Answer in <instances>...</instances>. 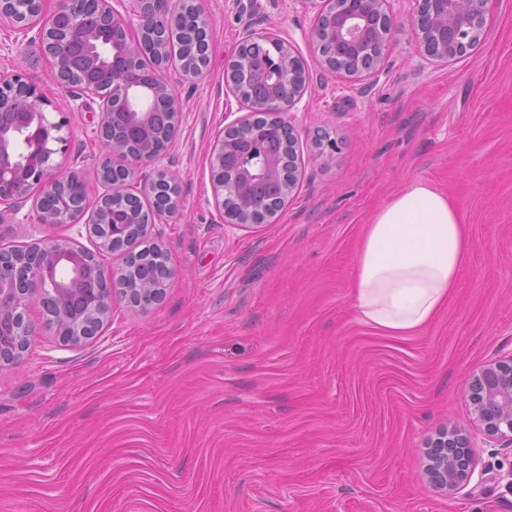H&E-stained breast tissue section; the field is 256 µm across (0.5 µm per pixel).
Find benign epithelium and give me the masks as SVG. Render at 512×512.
Returning <instances> with one entry per match:
<instances>
[{
	"label": "benign epithelium",
	"mask_w": 512,
	"mask_h": 512,
	"mask_svg": "<svg viewBox=\"0 0 512 512\" xmlns=\"http://www.w3.org/2000/svg\"><path fill=\"white\" fill-rule=\"evenodd\" d=\"M125 13L112 8L110 0H100V13L106 15L112 28L123 34L121 45L105 44L97 32L82 28V40L87 43L82 60L84 65L102 75L95 82H83L76 75L73 57L66 47L54 39L61 16L71 11L72 0H57L48 13L45 0H0V24L8 25L26 40L36 44L51 60L56 81L75 93V99L98 101L99 122L94 129L96 140L107 148L109 155L122 161L124 180L115 183L101 178L102 192L88 220L89 228L100 227L103 235L96 237L91 251L69 238L47 237L26 248L0 247V326L13 319L20 323V344L5 350L0 342V364L20 361L22 353L35 338V328L26 320L28 305L50 304L54 310L51 327L65 342L76 343L95 335L120 296L132 300L137 282L125 270L105 266L97 256L117 251L121 242L141 238L153 231L155 221L147 224L112 223L121 201L139 193L145 195L162 186L168 202L156 216H172L180 208L175 180L165 172L154 178H138L137 172L158 158L150 139L151 106L155 96L170 98L177 108V96L166 71L172 57L161 52L162 60L155 65L153 87H146L131 71L116 66L117 54L137 60L141 54L143 35L149 30L160 31L175 19L186 0H129ZM349 5L332 13L324 10L316 18L311 42L325 66L358 79L381 67L385 51L395 29L389 11V0H348ZM489 0H418L409 18L422 52L427 57L447 63L467 54L475 45L473 37L486 24ZM34 36H29V33ZM269 87V96L252 105L253 112H270L275 120L294 131L290 110L306 92V76L299 70V61L288 55L275 59L261 72ZM24 85L27 93L21 98L0 100V110H12V122L0 125V203H8L18 211L38 191L32 210L26 218L36 224L55 226L74 223L77 210L87 208L86 184L73 172H65L51 163L57 153L53 144L67 145L59 135L64 123L52 122L43 108L36 88L19 76H0V87ZM119 113L131 134L140 141L135 149L112 139V115ZM297 153H275L268 142L256 137L248 150L239 151L217 140L211 155V175L215 196L226 192L227 185L248 189L256 183L269 186L283 208L299 180ZM231 178L227 184L224 179ZM226 223L247 228L253 226L251 206L224 211ZM30 266V287L19 286L12 264ZM467 397L476 421L484 434L494 440L512 443V357L489 363L467 380ZM469 439L458 430H445L434 438L427 471L430 485L438 492L455 489L471 480L474 468L469 453Z\"/></svg>",
	"instance_id": "benign-epithelium-1"
}]
</instances>
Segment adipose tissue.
I'll return each mask as SVG.
<instances>
[{"label": "adipose tissue", "instance_id": "obj_1", "mask_svg": "<svg viewBox=\"0 0 512 512\" xmlns=\"http://www.w3.org/2000/svg\"><path fill=\"white\" fill-rule=\"evenodd\" d=\"M469 246L448 195L412 182L366 226L353 273L357 320L396 338L421 330L447 303Z\"/></svg>", "mask_w": 512, "mask_h": 512}]
</instances>
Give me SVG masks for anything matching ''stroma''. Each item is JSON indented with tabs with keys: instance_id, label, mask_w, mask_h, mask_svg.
Listing matches in <instances>:
<instances>
[{
	"instance_id": "1",
	"label": "stroma",
	"mask_w": 512,
	"mask_h": 512,
	"mask_svg": "<svg viewBox=\"0 0 512 512\" xmlns=\"http://www.w3.org/2000/svg\"><path fill=\"white\" fill-rule=\"evenodd\" d=\"M209 65L170 66L179 119L147 175L175 173L181 206L159 220L176 277L148 312L117 298L96 336L65 343L41 306L36 337L0 367V512H512V447L476 432L470 373L512 358V0H490L465 56L426 59L397 27L377 76L328 71L310 42L323 0H195ZM271 32L307 91L292 109L300 182L272 223L224 221L210 155L248 111L224 71L245 33ZM35 85L89 197L104 159L38 48L0 29V74ZM337 145L319 155L318 136ZM447 194L470 231L457 286L433 321L394 338L352 310L357 250L372 214L410 183ZM56 236L93 248L84 220L26 224L0 205V247ZM472 431L476 476L434 491L425 442Z\"/></svg>"
}]
</instances>
